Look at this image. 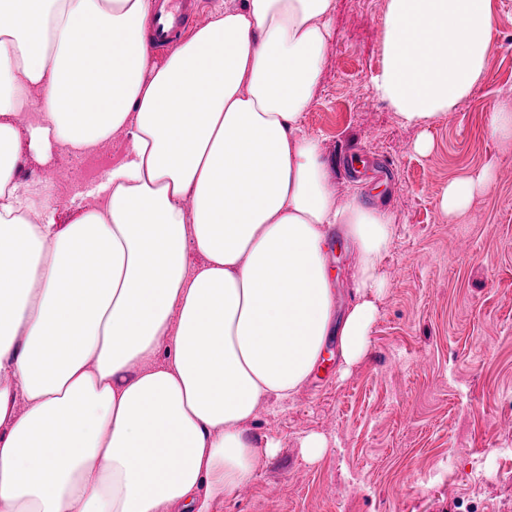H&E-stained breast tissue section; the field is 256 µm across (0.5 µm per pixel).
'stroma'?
Returning <instances> with one entry per match:
<instances>
[{
	"label": "stroma",
	"instance_id": "obj_1",
	"mask_svg": "<svg viewBox=\"0 0 512 512\" xmlns=\"http://www.w3.org/2000/svg\"><path fill=\"white\" fill-rule=\"evenodd\" d=\"M335 4L302 129L321 142L338 203L356 194L394 216L386 288L347 376L328 338L325 369L259 406L247 431L277 451L216 512H512V146L487 132L489 108L512 102V0H493L497 52L473 93L418 127L372 91L387 0ZM128 146L117 132L90 154L61 145L44 163L27 152L21 177L53 183L63 224L96 206L95 187ZM482 169L489 188L449 220L445 187ZM312 433L328 448L310 462Z\"/></svg>",
	"mask_w": 512,
	"mask_h": 512
}]
</instances>
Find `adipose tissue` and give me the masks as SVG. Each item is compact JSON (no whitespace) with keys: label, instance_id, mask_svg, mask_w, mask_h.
Here are the masks:
<instances>
[{"label":"adipose tissue","instance_id":"ef3b65f1","mask_svg":"<svg viewBox=\"0 0 512 512\" xmlns=\"http://www.w3.org/2000/svg\"><path fill=\"white\" fill-rule=\"evenodd\" d=\"M334 5L242 0L159 63L151 0H0V512H213L275 453L247 434L260 404L295 392L328 336L344 365L364 356L393 218L337 203L301 129ZM494 23L491 0H388L376 97L407 126L453 111ZM119 131L126 160L68 223L51 182L18 178L23 151ZM488 183L452 181L442 210ZM333 228L355 254L341 313Z\"/></svg>","mask_w":512,"mask_h":512}]
</instances>
